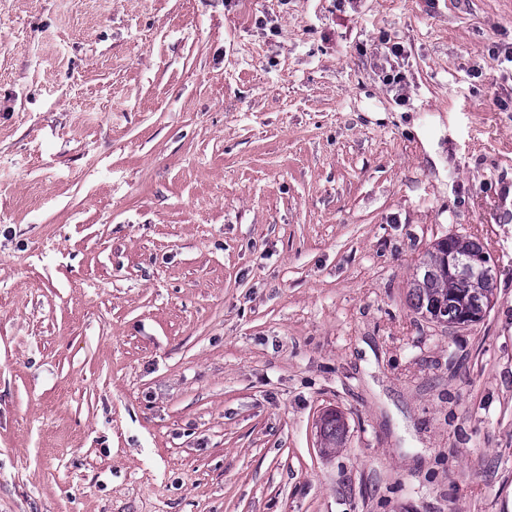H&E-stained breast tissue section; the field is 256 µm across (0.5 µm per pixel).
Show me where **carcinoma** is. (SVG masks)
I'll return each instance as SVG.
<instances>
[{
	"label": "carcinoma",
	"instance_id": "obj_1",
	"mask_svg": "<svg viewBox=\"0 0 512 512\" xmlns=\"http://www.w3.org/2000/svg\"><path fill=\"white\" fill-rule=\"evenodd\" d=\"M484 247L478 240L448 236L438 240L433 250L420 259L410 282L409 296L415 310L428 320L441 324L466 314L487 311L494 296L495 284L477 280H456L440 262L442 254H479ZM324 444L334 446L344 436V424L336 414L322 420Z\"/></svg>",
	"mask_w": 512,
	"mask_h": 512
}]
</instances>
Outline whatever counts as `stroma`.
<instances>
[{
	"label": "stroma",
	"mask_w": 512,
	"mask_h": 512,
	"mask_svg": "<svg viewBox=\"0 0 512 512\" xmlns=\"http://www.w3.org/2000/svg\"><path fill=\"white\" fill-rule=\"evenodd\" d=\"M509 48L512 0H0V512H512ZM449 234L499 265L454 330ZM483 250L477 239L447 236L438 240L420 259L410 282L409 296L415 310L431 322L446 326L463 315L487 312L495 284L477 280L496 278L498 264L490 252L481 253ZM454 253L476 255L458 257L451 255ZM440 254L451 255L446 260L456 277L471 281L455 280L440 262ZM321 436L327 446H336L344 436V424L338 415L328 414L322 420Z\"/></svg>",
	"instance_id": "obj_1"
}]
</instances>
